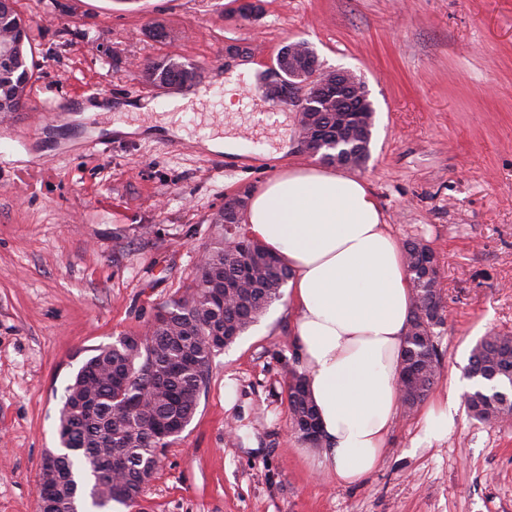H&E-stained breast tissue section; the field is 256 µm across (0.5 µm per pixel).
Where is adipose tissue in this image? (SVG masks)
<instances>
[{
	"mask_svg": "<svg viewBox=\"0 0 512 512\" xmlns=\"http://www.w3.org/2000/svg\"><path fill=\"white\" fill-rule=\"evenodd\" d=\"M248 232L288 265L298 367L317 410L322 466L340 485L377 466L398 414L400 356L412 305L401 245L366 183L300 165L249 199ZM459 383L434 401L416 444L447 438Z\"/></svg>",
	"mask_w": 512,
	"mask_h": 512,
	"instance_id": "1",
	"label": "adipose tissue"
}]
</instances>
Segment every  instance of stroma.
<instances>
[{
    "instance_id": "35a3bbf8",
    "label": "stroma",
    "mask_w": 512,
    "mask_h": 512,
    "mask_svg": "<svg viewBox=\"0 0 512 512\" xmlns=\"http://www.w3.org/2000/svg\"><path fill=\"white\" fill-rule=\"evenodd\" d=\"M261 5L258 19L242 20L236 0H19L36 68L27 109L0 112V512H39L40 463L61 449L66 385L95 348L141 332L185 292L225 197L314 164L294 112L281 126L255 119L272 109L263 83L289 42L364 82L375 128L354 175L398 240L423 238L436 254L447 321L432 397L463 376L482 336L512 335V0ZM230 41L250 49L240 62L258 79L233 111L224 108ZM171 54L201 72L184 97L209 93L184 114L186 137L114 135L101 112L16 135L35 105H165L169 95L141 69ZM208 118L263 154L203 149ZM293 318L282 296L215 355L192 422L146 488L150 512H512V418L486 424L463 406L444 442L415 447L421 416L401 413L362 482L325 476L318 449L290 425Z\"/></svg>"
}]
</instances>
